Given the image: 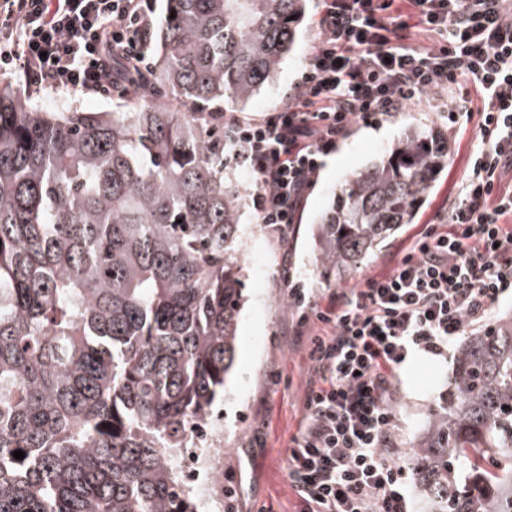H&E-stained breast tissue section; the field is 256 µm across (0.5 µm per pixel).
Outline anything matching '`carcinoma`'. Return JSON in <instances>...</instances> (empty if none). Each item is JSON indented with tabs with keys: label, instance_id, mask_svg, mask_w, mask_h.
Wrapping results in <instances>:
<instances>
[{
	"label": "carcinoma",
	"instance_id": "obj_1",
	"mask_svg": "<svg viewBox=\"0 0 512 512\" xmlns=\"http://www.w3.org/2000/svg\"><path fill=\"white\" fill-rule=\"evenodd\" d=\"M165 2L156 63L117 109L54 116L0 82V512H198L166 451L236 356L246 200L225 104L278 71L306 0ZM446 163L448 140L414 130L352 176L317 266L412 223ZM412 459L427 512H512V313L458 350Z\"/></svg>",
	"mask_w": 512,
	"mask_h": 512
}]
</instances>
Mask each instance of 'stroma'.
<instances>
[{"label":"stroma","instance_id":"35a3bbf8","mask_svg":"<svg viewBox=\"0 0 512 512\" xmlns=\"http://www.w3.org/2000/svg\"><path fill=\"white\" fill-rule=\"evenodd\" d=\"M317 5L318 0H308L293 49L269 84L244 107V115L258 116L287 103L317 36ZM0 80L8 82L19 97L49 112L112 108L108 96L30 89L17 71L0 75ZM434 125L431 112L422 104L407 106L375 123L356 125L335 152L342 161L340 169H322L289 246H281L269 231L260 230L254 207L245 210L247 300L239 319L233 374L219 403L224 410V453L217 459L225 483L235 490L238 512H296L298 508V496L288 480L287 454L302 415L310 369L306 339L291 329L294 314L289 282L308 288L311 298L323 305L330 289L352 288L368 276L391 269L420 225L447 207L477 141L475 123L440 127L448 139V164L433 182L414 223L403 225L384 248L369 254L343 276H322L316 266L314 229L320 214L347 175L386 160L409 131ZM451 371V357L426 354L412 357L401 369L393 406L405 447L413 446L432 411L447 396Z\"/></svg>","mask_w":512,"mask_h":512}]
</instances>
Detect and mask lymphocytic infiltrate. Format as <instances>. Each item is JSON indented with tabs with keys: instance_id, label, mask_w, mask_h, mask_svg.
I'll list each match as a JSON object with an SVG mask.
<instances>
[{
	"instance_id": "f902f5d3",
	"label": "lymphocytic infiltrate",
	"mask_w": 512,
	"mask_h": 512,
	"mask_svg": "<svg viewBox=\"0 0 512 512\" xmlns=\"http://www.w3.org/2000/svg\"><path fill=\"white\" fill-rule=\"evenodd\" d=\"M318 35L288 104L224 115V156L253 176L261 224L288 245L326 158L351 126L411 104L476 121L447 212L394 267L321 306L289 297L311 376L288 479L300 512H411L392 394L417 354L484 331L512 288V0H319ZM155 0H0V71L33 88L108 95L150 68Z\"/></svg>"
}]
</instances>
